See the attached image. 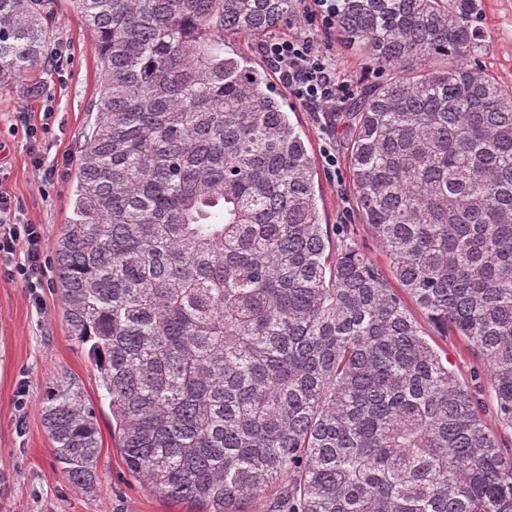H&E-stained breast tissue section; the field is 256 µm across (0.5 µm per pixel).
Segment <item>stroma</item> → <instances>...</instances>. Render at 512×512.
<instances>
[{
  "instance_id": "obj_1",
  "label": "stroma",
  "mask_w": 512,
  "mask_h": 512,
  "mask_svg": "<svg viewBox=\"0 0 512 512\" xmlns=\"http://www.w3.org/2000/svg\"><path fill=\"white\" fill-rule=\"evenodd\" d=\"M471 24L481 33L474 64L512 88V0H476ZM51 30L57 62L0 85V195L17 204L21 222L40 226L50 249L71 213L78 157L102 81L93 38L71 0H54ZM288 108L315 160L318 207L333 246H355L388 287L398 288L382 244L358 213L344 114L311 112L293 101ZM328 147L336 151L332 168L324 159ZM403 301L478 399L490 431L511 442L512 428L499 417L482 358L466 338L439 332L411 296ZM62 378L76 380L97 413L101 450L97 481L87 491L68 481L39 409L49 383ZM99 394L96 372L69 334L54 260H47L35 289L19 275L0 272V471L9 477L0 488V512H191V504L154 495L127 470Z\"/></svg>"
}]
</instances>
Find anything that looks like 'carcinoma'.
<instances>
[{"label": "carcinoma", "instance_id": "1", "mask_svg": "<svg viewBox=\"0 0 512 512\" xmlns=\"http://www.w3.org/2000/svg\"><path fill=\"white\" fill-rule=\"evenodd\" d=\"M72 3L102 83L55 258L128 470L197 512L277 482L264 512H512V448L373 264L333 251L283 95L227 48L279 31L293 0ZM52 4L0 0V82L42 59ZM474 9L336 0V27L388 74L351 110L364 222L512 427V91L470 64ZM40 409L91 488L94 406L59 380Z\"/></svg>", "mask_w": 512, "mask_h": 512}]
</instances>
